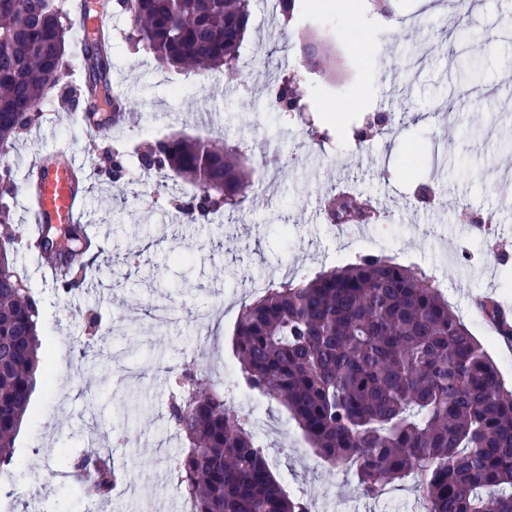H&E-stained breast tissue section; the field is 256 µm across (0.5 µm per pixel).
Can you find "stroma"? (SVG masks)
<instances>
[{"label":"stroma","mask_w":512,"mask_h":512,"mask_svg":"<svg viewBox=\"0 0 512 512\" xmlns=\"http://www.w3.org/2000/svg\"><path fill=\"white\" fill-rule=\"evenodd\" d=\"M391 2L388 19L371 12L368 0L323 8L302 0L286 37L275 19L266 34L249 26L246 82L220 94L213 80L162 70L134 52L121 38L124 17L108 16L112 81L137 106L121 141L79 128L60 91L47 93L46 121L17 141L9 161L22 176L36 156L62 144L91 168L79 221L96 243L84 284L68 295L37 253L17 251L39 301L53 387L32 396L15 464L0 471V512H183L166 464L180 446L167 422V372L188 355L221 381L225 363L235 360L239 307L257 282L310 278L364 256L421 267L512 382V344L472 313L477 296L512 309V25L502 22L512 0H468L458 25L439 0ZM419 13L429 17L427 30L407 22ZM460 26L483 38L476 84L455 66L470 54L456 36ZM309 42L323 48L315 81L303 87L331 138L323 147L290 114L268 107L280 59H301ZM377 112L394 114L393 134L356 146L352 123ZM257 134L251 165L276 173L277 193L252 194L220 224H189L165 201L147 203L140 172L119 182L94 172L100 151L112 147L130 154L155 139ZM346 188L380 211L372 234L344 236L326 221L323 197ZM162 301L177 307L179 320L158 328L148 312ZM94 335L106 357L121 356L133 375L121 383L79 377V352ZM249 399L266 421L256 440L290 493L312 512H379L378 501L356 492L351 474L318 463L281 404L255 392ZM92 442L109 446L133 478L108 502L65 476Z\"/></svg>","instance_id":"obj_1"}]
</instances>
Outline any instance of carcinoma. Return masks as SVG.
I'll use <instances>...</instances> for the list:
<instances>
[{"label": "carcinoma", "instance_id": "obj_1", "mask_svg": "<svg viewBox=\"0 0 512 512\" xmlns=\"http://www.w3.org/2000/svg\"><path fill=\"white\" fill-rule=\"evenodd\" d=\"M253 0H115L125 15L124 41L153 56L159 67L193 70L228 82L240 67ZM110 0H81L84 87L67 88L84 102L95 136L108 139L133 109L114 92L112 44L101 34ZM297 0H279L282 30ZM72 31L66 0H0V154L43 121L46 91L64 78ZM305 76L281 77L271 99L302 112ZM144 172L172 171L189 189L175 208L186 222L233 214L252 187L239 142L218 145L180 138L135 150ZM0 215L12 211V168L0 182ZM10 242L0 254V469L13 463L16 435L27 412L40 364L39 301L15 266L19 228L3 224ZM44 260L60 268L64 294L83 282L91 261L84 227L42 231ZM482 314L512 336L490 299ZM237 386L283 403L322 466L349 472L360 494L380 497L395 482H411L425 512H512V386L482 343L448 307L421 270L366 256L312 279L271 281L241 304L233 334ZM80 367H101L84 344ZM168 422L183 448L172 469L181 495L196 512H310L288 493L269 466L248 420L226 400L197 362L170 379ZM82 458L98 464L73 478L108 502L129 471L107 448Z\"/></svg>", "mask_w": 512, "mask_h": 512}]
</instances>
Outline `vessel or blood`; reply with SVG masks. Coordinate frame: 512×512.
<instances>
[{"label":"vessel or blood","instance_id":"vessel-or-blood-1","mask_svg":"<svg viewBox=\"0 0 512 512\" xmlns=\"http://www.w3.org/2000/svg\"><path fill=\"white\" fill-rule=\"evenodd\" d=\"M30 174L35 181L24 184L23 190L34 196L31 209L34 230H41L47 224L74 223L85 197L82 162L69 155L67 149L54 148L39 157Z\"/></svg>","mask_w":512,"mask_h":512}]
</instances>
